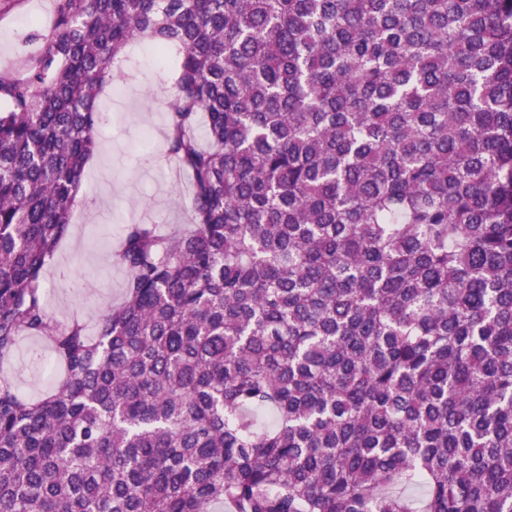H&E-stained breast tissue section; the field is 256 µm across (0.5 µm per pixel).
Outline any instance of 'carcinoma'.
Masks as SVG:
<instances>
[{"instance_id": "cac0c4a2", "label": "carcinoma", "mask_w": 512, "mask_h": 512, "mask_svg": "<svg viewBox=\"0 0 512 512\" xmlns=\"http://www.w3.org/2000/svg\"><path fill=\"white\" fill-rule=\"evenodd\" d=\"M143 38L191 224L126 226L90 334L42 279ZM22 337L63 375L0 379V512H512V0H57L0 76Z\"/></svg>"}]
</instances>
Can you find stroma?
<instances>
[{"mask_svg":"<svg viewBox=\"0 0 512 512\" xmlns=\"http://www.w3.org/2000/svg\"><path fill=\"white\" fill-rule=\"evenodd\" d=\"M55 11L56 0H0V38L7 40L0 47V74L25 75ZM116 83L123 95L108 87L101 96L106 120L98 130V163L85 172L83 203L74 208L70 234L44 275L56 318L76 314L92 327L108 304L124 297L126 274L113 246L126 225L155 224L166 233L191 216L189 176L173 175L166 156L164 97L172 73L157 66L149 44L139 41L126 49ZM51 361L47 343L25 338L0 363V377L36 398L51 387L43 375Z\"/></svg>","mask_w":512,"mask_h":512,"instance_id":"stroma-1","label":"stroma"}]
</instances>
